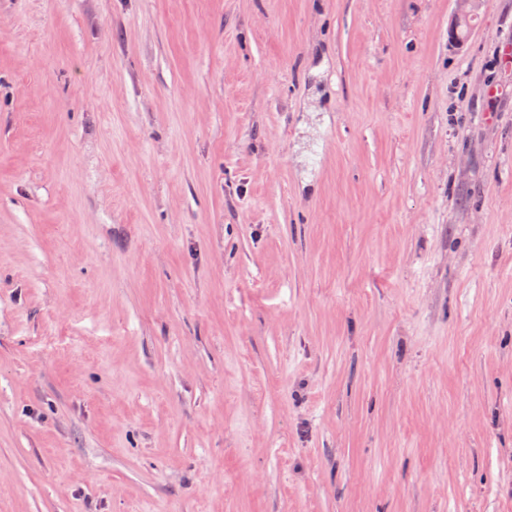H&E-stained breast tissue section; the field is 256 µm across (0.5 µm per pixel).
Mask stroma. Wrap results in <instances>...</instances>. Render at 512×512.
Segmentation results:
<instances>
[{
  "instance_id": "stroma-1",
  "label": "stroma",
  "mask_w": 512,
  "mask_h": 512,
  "mask_svg": "<svg viewBox=\"0 0 512 512\" xmlns=\"http://www.w3.org/2000/svg\"><path fill=\"white\" fill-rule=\"evenodd\" d=\"M512 0H0V512H512Z\"/></svg>"
}]
</instances>
